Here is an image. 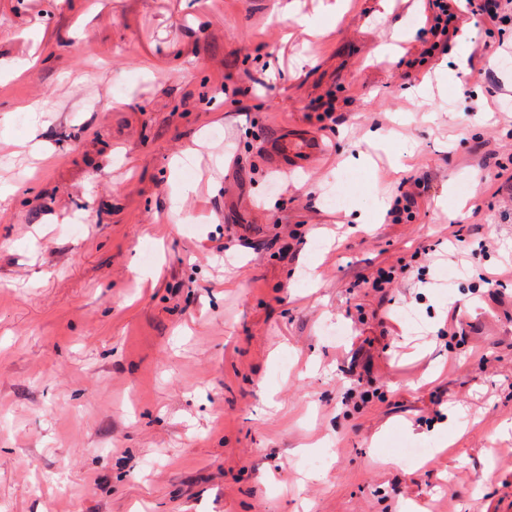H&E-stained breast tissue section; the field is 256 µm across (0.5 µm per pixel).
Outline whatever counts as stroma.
I'll list each match as a JSON object with an SVG mask.
<instances>
[{"label":"stroma","instance_id":"stroma-1","mask_svg":"<svg viewBox=\"0 0 512 512\" xmlns=\"http://www.w3.org/2000/svg\"><path fill=\"white\" fill-rule=\"evenodd\" d=\"M335 4L0 0V512H512V23L411 70L424 0ZM282 154L288 155V167H312L324 151L321 141L314 138H305L285 143Z\"/></svg>","mask_w":512,"mask_h":512}]
</instances>
